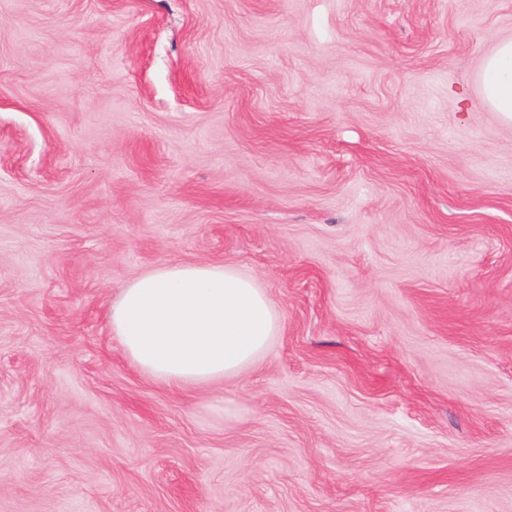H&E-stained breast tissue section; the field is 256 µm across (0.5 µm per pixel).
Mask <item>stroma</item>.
Here are the masks:
<instances>
[{
	"mask_svg": "<svg viewBox=\"0 0 512 512\" xmlns=\"http://www.w3.org/2000/svg\"><path fill=\"white\" fill-rule=\"evenodd\" d=\"M512 0H0V512H512ZM279 328L189 391L110 309ZM480 80L484 103L512 126V39H501L485 59ZM112 332L141 372L188 388L234 377L278 328L271 299L231 266L170 263L122 289Z\"/></svg>",
	"mask_w": 512,
	"mask_h": 512,
	"instance_id": "stroma-1",
	"label": "stroma"
}]
</instances>
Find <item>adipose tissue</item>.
Here are the masks:
<instances>
[{"label":"adipose tissue","mask_w":512,"mask_h":512,"mask_svg":"<svg viewBox=\"0 0 512 512\" xmlns=\"http://www.w3.org/2000/svg\"><path fill=\"white\" fill-rule=\"evenodd\" d=\"M480 80L484 103L512 126L511 38L496 42ZM110 319L131 363L180 389L234 377L278 328L265 291L233 267L211 263H170L137 276Z\"/></svg>","instance_id":"obj_1"}]
</instances>
